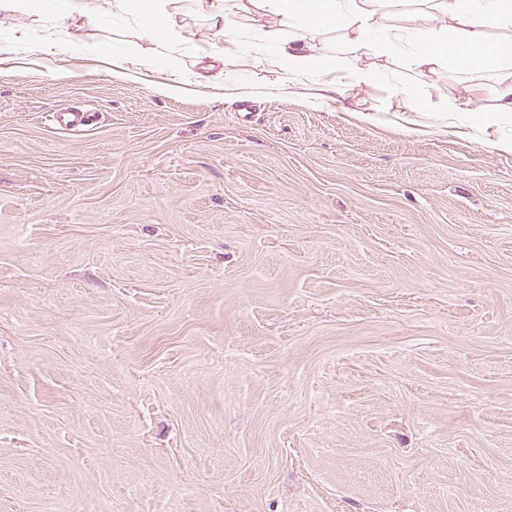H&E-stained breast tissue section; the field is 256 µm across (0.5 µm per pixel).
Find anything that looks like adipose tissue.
I'll return each mask as SVG.
<instances>
[{"label":"adipose tissue","mask_w":512,"mask_h":512,"mask_svg":"<svg viewBox=\"0 0 512 512\" xmlns=\"http://www.w3.org/2000/svg\"><path fill=\"white\" fill-rule=\"evenodd\" d=\"M204 13L214 38H229L236 20L266 15L275 25L266 32L277 57L294 72L329 64L316 41L327 31L340 33L357 55L375 56L397 46L409 23L427 18L417 30L413 64L419 73L444 66L494 71L495 110L512 117V0H206ZM392 15L384 34L381 19ZM501 38H492V31ZM480 48V62L471 59Z\"/></svg>","instance_id":"1"}]
</instances>
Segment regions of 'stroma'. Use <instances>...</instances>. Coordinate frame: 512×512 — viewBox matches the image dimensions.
<instances>
[{"label": "stroma", "instance_id": "35a3bbf8", "mask_svg": "<svg viewBox=\"0 0 512 512\" xmlns=\"http://www.w3.org/2000/svg\"><path fill=\"white\" fill-rule=\"evenodd\" d=\"M49 4L0 11V512H512L493 73Z\"/></svg>", "mask_w": 512, "mask_h": 512}]
</instances>
